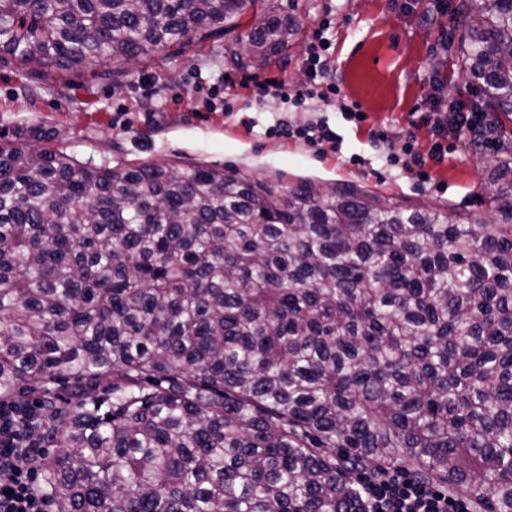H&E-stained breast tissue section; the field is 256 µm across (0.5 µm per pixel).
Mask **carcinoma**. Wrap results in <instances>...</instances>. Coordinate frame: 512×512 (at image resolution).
Returning <instances> with one entry per match:
<instances>
[{
  "instance_id": "cac0c4a2",
  "label": "carcinoma",
  "mask_w": 512,
  "mask_h": 512,
  "mask_svg": "<svg viewBox=\"0 0 512 512\" xmlns=\"http://www.w3.org/2000/svg\"><path fill=\"white\" fill-rule=\"evenodd\" d=\"M267 65L278 0H0V62L120 82L237 30ZM457 51L512 119V0ZM0 135V403L33 408L54 512H366L336 449L512 512V136L489 216L204 165L84 164Z\"/></svg>"
}]
</instances>
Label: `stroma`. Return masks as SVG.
Masks as SVG:
<instances>
[{"mask_svg":"<svg viewBox=\"0 0 512 512\" xmlns=\"http://www.w3.org/2000/svg\"><path fill=\"white\" fill-rule=\"evenodd\" d=\"M460 0H283L297 34L268 67H240L225 60L223 39L194 42L176 59L144 60L122 85L102 78L93 64L77 84L19 76L0 64V132L43 125L56 132L54 145L94 165L150 162L183 169L205 165L229 174L292 184L306 179L324 187H355L388 201L426 205L453 213H482L481 185L492 165L490 152H472L466 138L453 140L447 156L430 163L429 180L390 160L387 141L412 138L429 154L428 128L417 126L432 111L439 91L467 103L482 94L462 76L452 51L460 34L453 14ZM329 18L327 56L340 83L336 96L307 105L290 98L305 79L302 61L318 22ZM277 78L281 89L216 87L203 96L198 77ZM167 112L157 113L159 103ZM356 106L367 119L346 118ZM295 125L326 122L337 134L321 150L269 131L277 119ZM386 140H379L378 132Z\"/></svg>","mask_w":512,"mask_h":512,"instance_id":"1","label":"stroma"}]
</instances>
